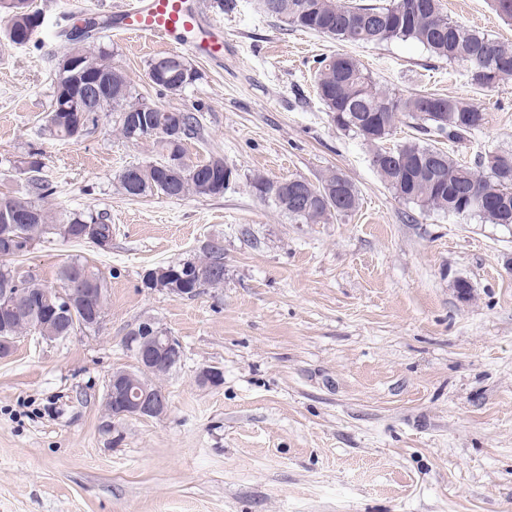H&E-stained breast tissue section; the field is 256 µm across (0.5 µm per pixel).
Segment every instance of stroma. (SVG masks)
Wrapping results in <instances>:
<instances>
[{
    "label": "stroma",
    "mask_w": 512,
    "mask_h": 512,
    "mask_svg": "<svg viewBox=\"0 0 512 512\" xmlns=\"http://www.w3.org/2000/svg\"><path fill=\"white\" fill-rule=\"evenodd\" d=\"M223 66L193 60L197 80L159 90L157 41L105 33L99 47L160 108L195 113L188 159L219 155L235 180L219 197L131 200L127 167L160 160L129 141L112 113L80 138L43 135L65 23L124 0H32L43 24L0 45V192L28 196L36 156L49 210L91 209L112 247L53 239L20 257L48 286L68 258L109 284L98 329L28 335L0 359V512H512V226L423 212L395 197L364 142L332 122L316 85L336 41L259 13L255 0L217 7ZM449 18L512 45L493 0H440ZM351 52L378 87L479 103L481 131L443 150L476 163L512 149V83L472 84L463 64L395 40ZM342 173L357 209L298 224L263 201L256 177ZM224 240V285L192 298L145 287L147 270ZM472 285L460 298L453 283ZM154 320L183 354L162 382V417L115 422L113 369L133 360L126 331ZM223 372L202 385L200 368Z\"/></svg>",
    "instance_id": "obj_1"
}]
</instances>
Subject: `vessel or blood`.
<instances>
[{"label": "vessel or blood", "instance_id": "obj_1", "mask_svg": "<svg viewBox=\"0 0 512 512\" xmlns=\"http://www.w3.org/2000/svg\"><path fill=\"white\" fill-rule=\"evenodd\" d=\"M112 31L157 40L210 62L224 60V28L203 13L199 0H126L112 16Z\"/></svg>", "mask_w": 512, "mask_h": 512}]
</instances>
